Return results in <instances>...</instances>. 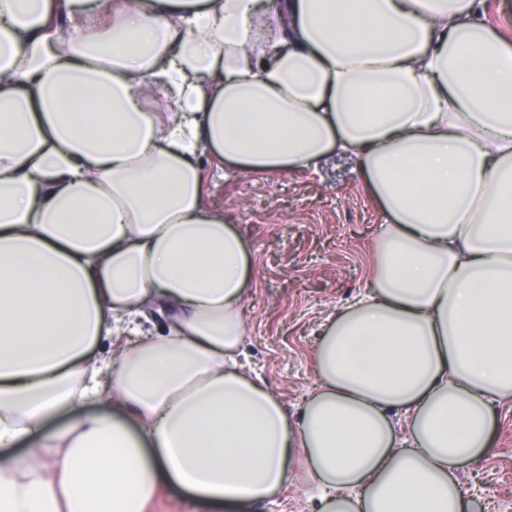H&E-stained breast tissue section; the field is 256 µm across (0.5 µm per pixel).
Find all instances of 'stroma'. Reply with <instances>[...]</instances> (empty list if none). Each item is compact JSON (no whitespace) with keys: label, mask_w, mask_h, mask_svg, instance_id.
<instances>
[{"label":"stroma","mask_w":512,"mask_h":512,"mask_svg":"<svg viewBox=\"0 0 512 512\" xmlns=\"http://www.w3.org/2000/svg\"><path fill=\"white\" fill-rule=\"evenodd\" d=\"M207 205L247 244L251 286L243 307L248 365L288 415L315 383L313 355L326 318L366 285L380 211L355 161L329 153L317 173H253L198 154ZM493 450L462 469L474 512H512V409L499 408ZM314 484L296 464L275 503L245 512H313Z\"/></svg>","instance_id":"stroma-1"}]
</instances>
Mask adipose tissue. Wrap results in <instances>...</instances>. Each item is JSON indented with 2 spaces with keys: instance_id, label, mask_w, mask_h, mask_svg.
<instances>
[{
  "instance_id": "ef3b65f1",
  "label": "adipose tissue",
  "mask_w": 512,
  "mask_h": 512,
  "mask_svg": "<svg viewBox=\"0 0 512 512\" xmlns=\"http://www.w3.org/2000/svg\"><path fill=\"white\" fill-rule=\"evenodd\" d=\"M483 3L0 0V448L27 444L0 512H146L167 485L223 512L299 456L315 512H472L458 472L512 406V42ZM203 146L254 172L337 150L380 205L296 416L241 359L249 253Z\"/></svg>"
}]
</instances>
